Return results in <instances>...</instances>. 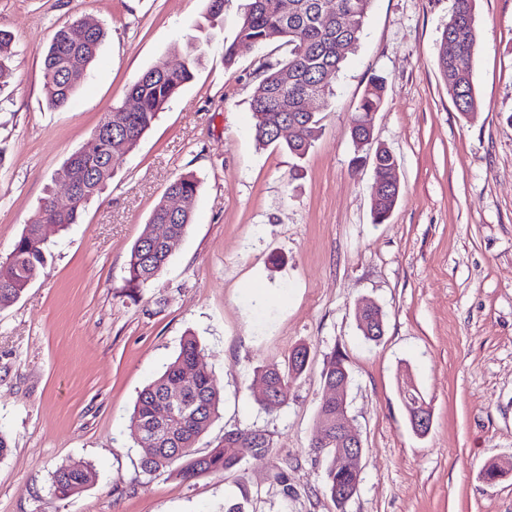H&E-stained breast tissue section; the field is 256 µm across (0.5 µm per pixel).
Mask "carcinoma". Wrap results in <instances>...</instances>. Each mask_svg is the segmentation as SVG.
Returning a JSON list of instances; mask_svg holds the SVG:
<instances>
[{"instance_id": "carcinoma-1", "label": "carcinoma", "mask_w": 512, "mask_h": 512, "mask_svg": "<svg viewBox=\"0 0 512 512\" xmlns=\"http://www.w3.org/2000/svg\"><path fill=\"white\" fill-rule=\"evenodd\" d=\"M296 7L286 14L279 0H248L241 16L236 38L224 45V63L234 62L237 46L250 43L264 47L279 42L288 47V56L268 64L255 85L251 98L252 133L262 146L284 144L289 153L302 159L321 135L319 113L304 109V100L317 96L323 100L333 95L325 74L338 73L362 37L372 0H294ZM106 29L99 23L87 27L78 18L53 32L43 58L44 95L48 107H67L78 87L89 77ZM14 37L0 29V77L11 70L15 56ZM208 41L193 38L186 51L174 48L171 56L147 69L126 91L136 101L133 110L114 105L105 112L93 131L99 151L88 155L72 153L53 175V182L64 183L70 193V206L59 211L53 205V193L41 198L36 213L25 224L9 254L0 260V309L11 306L40 275L47 263L46 240L41 226L66 227L80 222L86 204L102 193L112 180V155L118 146L131 151L152 128L160 112L177 96L180 88L193 79L194 70L205 55ZM480 33L475 14V0H453L448 23L441 33L437 66L455 109L463 115L474 110L476 93L472 62L479 50ZM386 84L374 76L358 105L352 121L351 138L356 146L353 164L362 165L369 144L368 117L379 111L385 100ZM294 118L293 137L281 140L279 129ZM373 169L381 177L379 190L371 196L374 223L383 224L391 216L401 188L388 180L396 168L393 153L377 146ZM199 181L192 173L180 174L166 187L154 206L148 223L134 242L126 266L127 287L137 290L150 286L168 265L174 248L154 235L156 224L169 225L170 238L181 241L193 219ZM178 197L182 205L171 207ZM307 367L305 348L297 349L285 367L273 364L264 369L268 378L266 391L255 395L266 410L281 408L288 400L293 378ZM181 400L179 416L170 420L172 437L156 431L158 418L173 399ZM220 394L211 370L200 361V345L193 336L184 338L176 358L166 370L138 394L129 430L136 445L152 452L141 458L143 472L152 474L171 469L185 481L236 468L242 456L251 452L268 455L273 450L271 436L260 430L224 432V443L204 455L195 452L196 443L217 417ZM325 487L337 509L343 510L358 489L360 475L336 464V453L327 452ZM96 476L94 466L73 461L49 474L48 491L57 499H66L90 485Z\"/></svg>"}]
</instances>
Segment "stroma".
<instances>
[{
  "label": "stroma",
  "instance_id": "stroma-1",
  "mask_svg": "<svg viewBox=\"0 0 512 512\" xmlns=\"http://www.w3.org/2000/svg\"><path fill=\"white\" fill-rule=\"evenodd\" d=\"M243 0H0L15 37L0 78V256L7 255L55 170L88 148L104 112L173 45L216 30L192 81L114 176L81 223L46 231L43 274L0 309V512H337L326 461L311 448L331 357L349 372L348 417L360 435L361 481L344 512H512V0H476L477 107L457 112L436 66L453 0H373L356 51L319 107L322 134L304 159L252 137L249 101L284 48L242 46L224 63ZM90 16L107 36L63 109L43 94L54 28ZM387 83L374 139L397 161L401 196L374 223L371 166H353L352 118L372 74ZM200 180L193 222L160 278L125 286L130 250L167 185ZM377 304L384 334L356 327ZM194 335L217 376L225 431L260 429L272 452L238 471L192 481L144 474L130 437L139 392ZM310 349L287 402L255 401L260 374ZM431 410L413 432L400 382ZM85 460L94 482L59 501L51 471ZM505 473L483 477L491 463ZM287 483H280L279 474Z\"/></svg>",
  "mask_w": 512,
  "mask_h": 512
}]
</instances>
